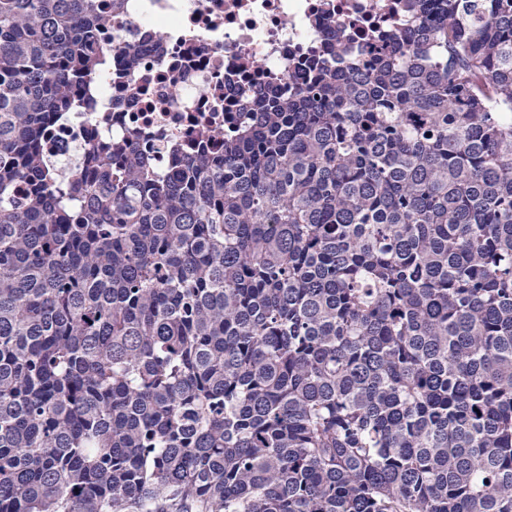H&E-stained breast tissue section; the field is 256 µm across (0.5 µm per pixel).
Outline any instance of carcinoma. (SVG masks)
Instances as JSON below:
<instances>
[{"instance_id": "cac0c4a2", "label": "carcinoma", "mask_w": 512, "mask_h": 512, "mask_svg": "<svg viewBox=\"0 0 512 512\" xmlns=\"http://www.w3.org/2000/svg\"><path fill=\"white\" fill-rule=\"evenodd\" d=\"M405 2L221 151L60 175L107 16L0 0V512H512V0Z\"/></svg>"}]
</instances>
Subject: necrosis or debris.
I'll list each match as a JSON object with an SVG mask.
<instances>
[{
    "instance_id": "obj_1",
    "label": "necrosis or debris",
    "mask_w": 512,
    "mask_h": 512,
    "mask_svg": "<svg viewBox=\"0 0 512 512\" xmlns=\"http://www.w3.org/2000/svg\"><path fill=\"white\" fill-rule=\"evenodd\" d=\"M107 13L102 72L85 111L53 124L45 155L77 166L89 137L133 140L157 169L196 152L203 129L230 131L243 100L287 92L336 44L369 57L381 32L408 28L402 0H123Z\"/></svg>"
}]
</instances>
